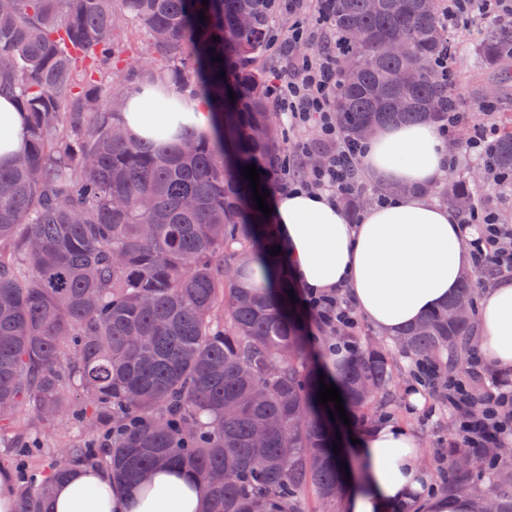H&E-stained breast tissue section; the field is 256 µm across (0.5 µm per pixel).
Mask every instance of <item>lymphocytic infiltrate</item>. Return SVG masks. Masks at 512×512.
I'll return each mask as SVG.
<instances>
[{
  "label": "lymphocytic infiltrate",
  "mask_w": 512,
  "mask_h": 512,
  "mask_svg": "<svg viewBox=\"0 0 512 512\" xmlns=\"http://www.w3.org/2000/svg\"><path fill=\"white\" fill-rule=\"evenodd\" d=\"M497 11L499 19L512 18V0H448L440 21L445 29L457 26L462 15H483ZM272 43L281 57L284 74L271 83L268 97L280 116L293 127L317 125L326 151L325 161L307 171L296 159L306 154L309 142H294L289 153L271 162L269 176L276 191L297 189L323 191L336 200L354 197L360 184L354 171L364 151L361 142L339 138L332 98L336 91V51L327 44L322 31L294 23L287 35H275ZM307 53H299V46ZM468 230V245L476 273H512V225L500 223L495 209L474 208L460 214ZM305 304L317 327H337L344 335L336 351L355 353L352 337L358 326L357 313L340 291L306 293ZM482 373L481 361L471 357L462 367H445L430 360H416L411 368L413 384L432 391L456 417L457 431L473 448H481L512 436V392L476 395L475 383Z\"/></svg>",
  "instance_id": "obj_1"
}]
</instances>
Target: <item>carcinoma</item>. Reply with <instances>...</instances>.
Segmentation results:
<instances>
[{"mask_svg":"<svg viewBox=\"0 0 512 512\" xmlns=\"http://www.w3.org/2000/svg\"><path fill=\"white\" fill-rule=\"evenodd\" d=\"M444 0H318L338 58L333 109L341 135L448 122V88L430 79L457 43L438 24ZM206 20H199V12ZM276 12L271 0H0V98L26 112L17 161L0 167V405L27 408L38 432L65 421L78 437L52 451L19 512H52V492L77 465L141 484L159 465L201 483L204 512H303L311 487L327 505L345 486L329 419L300 367L301 328L287 289L244 286L261 217L248 209L244 168L275 155L267 75L257 66ZM134 27L156 54V77L224 104V140L194 130L161 150L124 133L130 92L115 30ZM482 64L512 61V22L487 27ZM489 162L512 175V113ZM442 199L474 208L469 187ZM476 275L400 333L405 352L463 365ZM390 359L367 348L339 369L342 395L361 408L393 380ZM487 454L448 449V492L468 491ZM512 512V470L491 477L483 510Z\"/></svg>","mask_w":512,"mask_h":512,"instance_id":"1","label":"carcinoma"}]
</instances>
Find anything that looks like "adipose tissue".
Listing matches in <instances>:
<instances>
[{"label":"adipose tissue","instance_id":"obj_1","mask_svg":"<svg viewBox=\"0 0 512 512\" xmlns=\"http://www.w3.org/2000/svg\"><path fill=\"white\" fill-rule=\"evenodd\" d=\"M166 98L170 112L156 111ZM122 124L140 141L165 134L178 141L184 130L212 129L209 104L186 90L158 82L123 101ZM364 169L382 181L427 185L448 172V144L427 122L384 126L365 142ZM271 221L282 268L298 288L343 292L357 313L386 339L444 304L471 266L456 214L424 195H396L351 218L326 196L302 191L269 195ZM478 355L497 374L512 377V278L483 290L475 335ZM353 455L368 464L341 502L342 512H478L472 495L433 493L434 473L424 462L419 434L399 420L361 432ZM97 488L82 494L85 485ZM54 512H202L201 487L191 473L160 467L152 486L116 483L104 470L76 467L56 485Z\"/></svg>","mask_w":512,"mask_h":512}]
</instances>
